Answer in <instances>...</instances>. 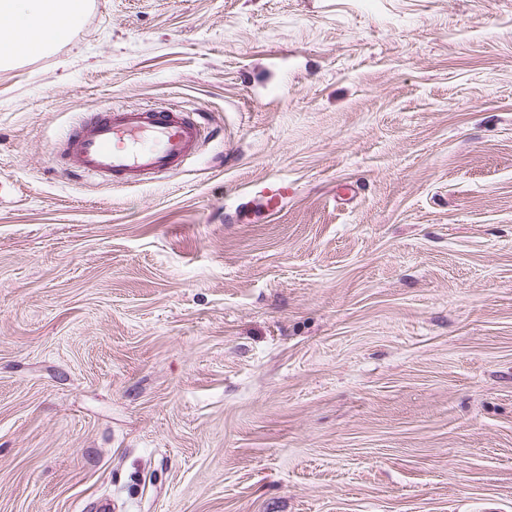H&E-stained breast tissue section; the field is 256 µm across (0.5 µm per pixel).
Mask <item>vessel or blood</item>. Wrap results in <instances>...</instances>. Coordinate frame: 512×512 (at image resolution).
<instances>
[{"instance_id": "obj_1", "label": "vessel or blood", "mask_w": 512, "mask_h": 512, "mask_svg": "<svg viewBox=\"0 0 512 512\" xmlns=\"http://www.w3.org/2000/svg\"><path fill=\"white\" fill-rule=\"evenodd\" d=\"M208 126L206 115L192 117L173 105L115 108L75 125L62 152L74 159L80 175L142 183L173 172L194 156ZM288 192L286 183L271 186L239 207L238 221L278 213Z\"/></svg>"}]
</instances>
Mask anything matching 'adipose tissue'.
I'll list each match as a JSON object with an SVG mask.
<instances>
[{"label": "adipose tissue", "instance_id": "adipose-tissue-1", "mask_svg": "<svg viewBox=\"0 0 512 512\" xmlns=\"http://www.w3.org/2000/svg\"><path fill=\"white\" fill-rule=\"evenodd\" d=\"M85 10L86 0H0V66L66 42Z\"/></svg>", "mask_w": 512, "mask_h": 512}]
</instances>
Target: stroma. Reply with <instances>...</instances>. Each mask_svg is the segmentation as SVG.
<instances>
[{
  "label": "stroma",
  "mask_w": 512,
  "mask_h": 512,
  "mask_svg": "<svg viewBox=\"0 0 512 512\" xmlns=\"http://www.w3.org/2000/svg\"><path fill=\"white\" fill-rule=\"evenodd\" d=\"M172 103L152 183L51 151ZM102 500L512 512V0H90L0 68V512ZM288 184L277 183L266 189L262 195L254 197L243 203L238 208L237 220L250 223L252 217L257 213H265L266 215H275L278 213L288 197Z\"/></svg>",
  "instance_id": "obj_1"
}]
</instances>
